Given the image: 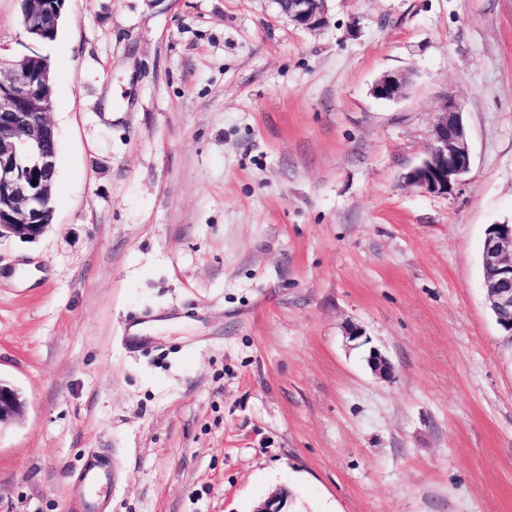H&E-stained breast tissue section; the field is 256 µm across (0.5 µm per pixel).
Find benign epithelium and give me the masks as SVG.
<instances>
[{"mask_svg":"<svg viewBox=\"0 0 512 512\" xmlns=\"http://www.w3.org/2000/svg\"><path fill=\"white\" fill-rule=\"evenodd\" d=\"M295 25L317 29L326 19L327 0H272ZM24 33L31 42L29 53L19 60L0 59V238L35 240L47 228L34 222L53 196L57 137L49 119L52 103L45 93V74L39 85L32 81L31 62L38 42L33 26ZM410 85L406 72L382 74L372 87L378 99L392 100ZM471 150L462 112L454 96L440 105L432 130L428 155L404 174V182L429 193L449 194L471 167ZM37 184H32V181ZM486 298L497 324L512 338V224H491L483 241ZM370 368L390 378L393 366L378 350L368 356ZM25 402L20 391L0 380V425L20 418ZM288 489L280 487L260 502L253 512H287Z\"/></svg>","mask_w":512,"mask_h":512,"instance_id":"7a95c632","label":"benign epithelium"}]
</instances>
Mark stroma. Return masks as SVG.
Masks as SVG:
<instances>
[{
	"instance_id": "1",
	"label": "stroma",
	"mask_w": 512,
	"mask_h": 512,
	"mask_svg": "<svg viewBox=\"0 0 512 512\" xmlns=\"http://www.w3.org/2000/svg\"><path fill=\"white\" fill-rule=\"evenodd\" d=\"M28 40L0 0V56ZM54 220L0 239V512H512V0H65ZM406 71L404 97L372 96ZM455 96L447 195L404 183ZM360 327L366 343L350 341ZM393 365L373 374L370 349ZM328 0H272L295 25L317 29L326 19ZM486 298L497 324L512 338V224H490L483 241ZM24 406L20 391L12 384L0 380V426L20 418ZM112 468V459L101 456L96 453L90 454L84 465L82 481L84 484H89L96 487L102 477L110 475Z\"/></svg>"
}]
</instances>
